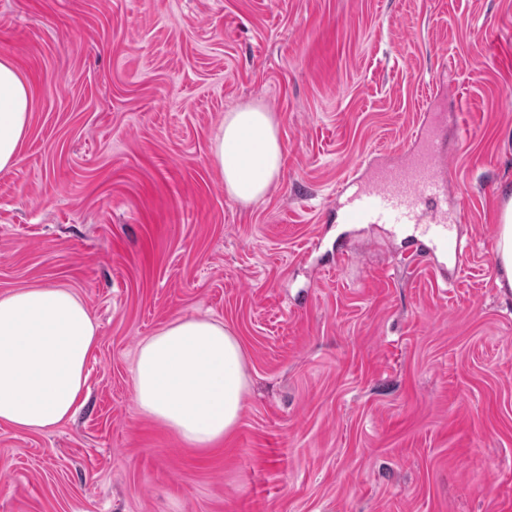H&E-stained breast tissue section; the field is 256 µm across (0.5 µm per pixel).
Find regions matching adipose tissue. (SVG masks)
<instances>
[{"instance_id": "1", "label": "adipose tissue", "mask_w": 512, "mask_h": 512, "mask_svg": "<svg viewBox=\"0 0 512 512\" xmlns=\"http://www.w3.org/2000/svg\"><path fill=\"white\" fill-rule=\"evenodd\" d=\"M32 116L30 85L0 57V173L17 163ZM283 158L272 113L242 106L225 113L211 162L230 198L264 199ZM98 325L68 288L40 286L0 294V424L39 432L71 420L87 384ZM141 414L194 449L215 448L237 428L249 379L238 337L222 322L186 316L141 342L133 367Z\"/></svg>"}]
</instances>
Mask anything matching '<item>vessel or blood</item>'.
I'll return each instance as SVG.
<instances>
[{
    "instance_id": "1",
    "label": "vessel or blood",
    "mask_w": 512,
    "mask_h": 512,
    "mask_svg": "<svg viewBox=\"0 0 512 512\" xmlns=\"http://www.w3.org/2000/svg\"><path fill=\"white\" fill-rule=\"evenodd\" d=\"M438 120L425 114L400 164L371 169L365 178L338 185L336 220L341 224H391L398 233L424 225L434 248L462 259L447 211L437 204L448 192V166L438 140Z\"/></svg>"
}]
</instances>
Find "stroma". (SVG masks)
Masks as SVG:
<instances>
[{
  "instance_id": "35a3bbf8",
  "label": "stroma",
  "mask_w": 512,
  "mask_h": 512,
  "mask_svg": "<svg viewBox=\"0 0 512 512\" xmlns=\"http://www.w3.org/2000/svg\"><path fill=\"white\" fill-rule=\"evenodd\" d=\"M4 54L33 112L0 173V294L73 289L99 340L72 420L0 424V512H512V0H0ZM246 104L283 146L248 205L210 159ZM429 112L460 269L326 221ZM191 315L250 380L206 452L133 394L140 343ZM499 225L497 254L504 278L497 279L499 288L512 289V199L503 211Z\"/></svg>"
}]
</instances>
